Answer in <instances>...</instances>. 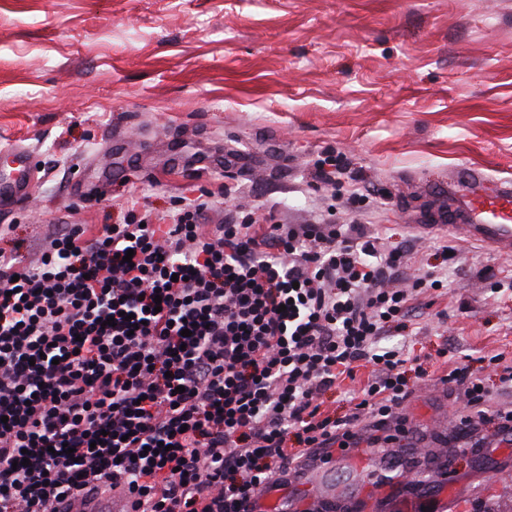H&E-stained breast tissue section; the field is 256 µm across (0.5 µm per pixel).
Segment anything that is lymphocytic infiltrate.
Instances as JSON below:
<instances>
[{
  "label": "lymphocytic infiltrate",
  "instance_id": "obj_1",
  "mask_svg": "<svg viewBox=\"0 0 512 512\" xmlns=\"http://www.w3.org/2000/svg\"><path fill=\"white\" fill-rule=\"evenodd\" d=\"M207 207L62 225L33 265L0 250V512L105 487L130 512H255L320 453L406 434L410 316L447 296L454 249L435 271L364 224L212 227ZM363 368L337 414L329 392ZM441 380L461 424L512 433L469 366Z\"/></svg>",
  "mask_w": 512,
  "mask_h": 512
}]
</instances>
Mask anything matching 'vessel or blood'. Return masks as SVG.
Here are the masks:
<instances>
[{"label": "vessel or blood", "mask_w": 512, "mask_h": 512, "mask_svg": "<svg viewBox=\"0 0 512 512\" xmlns=\"http://www.w3.org/2000/svg\"><path fill=\"white\" fill-rule=\"evenodd\" d=\"M13 166L0 174V202L22 199L34 175L26 151L12 149ZM450 213L463 217L468 237L496 253H512V182L490 181L478 168L460 171L454 181ZM68 512H126L120 495L104 493L96 498L71 499Z\"/></svg>", "instance_id": "vessel-or-blood-1"}]
</instances>
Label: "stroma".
<instances>
[{"label": "stroma", "mask_w": 512, "mask_h": 512, "mask_svg": "<svg viewBox=\"0 0 512 512\" xmlns=\"http://www.w3.org/2000/svg\"><path fill=\"white\" fill-rule=\"evenodd\" d=\"M36 168L24 198L0 206V247L40 259L59 224L116 221L133 202L156 215L209 192L206 221L236 211L278 224L352 219L310 172L342 154L376 197L360 218L436 263L457 251L447 297L420 307L407 343L424 369L399 412L423 440L418 468L455 464L467 493L454 512H507L512 457L453 448L463 412L440 377L470 365L512 408L481 357L512 351V257L463 233L421 235L448 209L450 169L512 179V0H0V148ZM447 357H440V350ZM370 455L333 454L347 494Z\"/></svg>", "instance_id": "1"}]
</instances>
